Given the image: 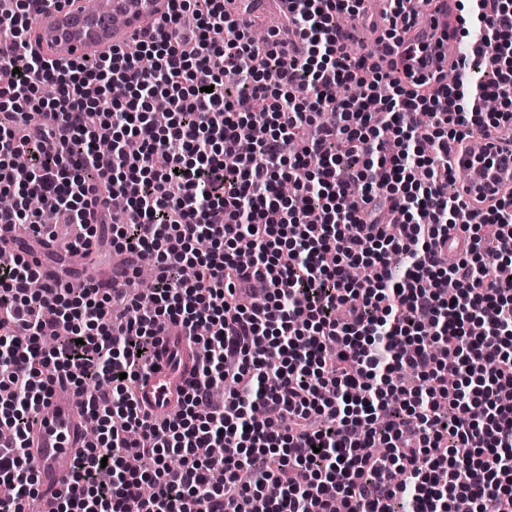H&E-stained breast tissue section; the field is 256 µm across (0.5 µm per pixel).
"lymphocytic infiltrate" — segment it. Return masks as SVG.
Segmentation results:
<instances>
[{"label":"lymphocytic infiltrate","instance_id":"1","mask_svg":"<svg viewBox=\"0 0 512 512\" xmlns=\"http://www.w3.org/2000/svg\"><path fill=\"white\" fill-rule=\"evenodd\" d=\"M45 2L0 0V228L32 230L0 235L15 251L0 262V512L38 496L28 439L63 385L102 431L48 512H512V196L468 208L451 163L512 128V0H468L455 82L416 93L386 60L413 26L405 0L369 58L342 27L365 21L363 0H289L260 42L251 0H171L146 36L68 64L21 50ZM476 64L491 81L466 78ZM347 83L358 95L337 98ZM462 212L475 257L452 262ZM59 223L81 227L74 248L107 236L152 265V292H32L30 257ZM357 264L373 277L348 278ZM173 325L199 352L159 419L134 383Z\"/></svg>","mask_w":512,"mask_h":512}]
</instances>
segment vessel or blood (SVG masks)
Segmentation results:
<instances>
[{"label":"vessel or blood","mask_w":512,"mask_h":512,"mask_svg":"<svg viewBox=\"0 0 512 512\" xmlns=\"http://www.w3.org/2000/svg\"><path fill=\"white\" fill-rule=\"evenodd\" d=\"M170 13V0H55L32 15L25 44L62 62L93 59L150 32ZM458 27L455 0H437L421 11L420 22L412 29L420 73H428L439 63L452 66ZM453 168L459 185L467 189L466 201L478 207L479 193L512 174V142L494 135L484 137L478 145L455 155ZM159 348L167 352V359L160 370L140 379L136 392L143 407L164 411L176 404L186 386L185 377L173 376L170 354L177 352L191 360L196 353L174 330L160 336ZM30 441L39 490L44 499H53L71 479L77 456L86 445L80 396H55L42 405Z\"/></svg>","instance_id":"obj_1"}]
</instances>
